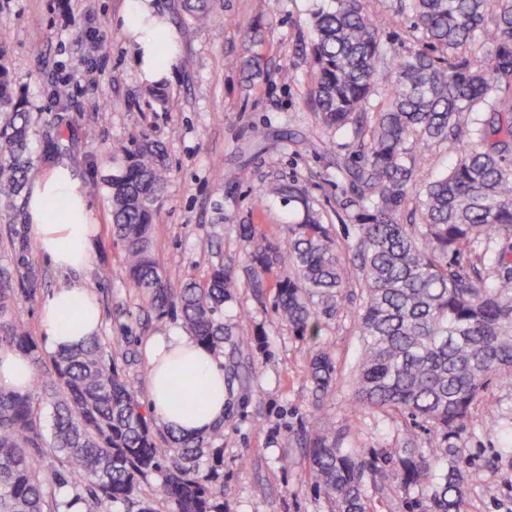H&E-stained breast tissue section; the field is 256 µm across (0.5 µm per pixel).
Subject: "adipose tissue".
Wrapping results in <instances>:
<instances>
[{
	"mask_svg": "<svg viewBox=\"0 0 512 512\" xmlns=\"http://www.w3.org/2000/svg\"><path fill=\"white\" fill-rule=\"evenodd\" d=\"M122 26L134 49L139 79L147 84L167 79L177 62L176 37L167 19L157 15L152 0H131ZM59 197L68 201V209L49 215L47 203ZM26 212L31 234L45 261L68 274L81 273L89 266L95 247L93 209L74 166L48 165L30 188ZM39 324L50 351L73 348L99 334V304L90 289L76 281L55 290L42 302ZM145 352L147 395L156 418L187 436L208 433L224 415L221 360L178 330L151 338ZM177 385L206 389L202 407L188 414L172 406L170 391Z\"/></svg>",
	"mask_w": 512,
	"mask_h": 512,
	"instance_id": "ef3b65f1",
	"label": "adipose tissue"
}]
</instances>
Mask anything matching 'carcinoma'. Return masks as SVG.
Returning <instances> with one entry per match:
<instances>
[{"label": "carcinoma", "instance_id": "1", "mask_svg": "<svg viewBox=\"0 0 512 512\" xmlns=\"http://www.w3.org/2000/svg\"><path fill=\"white\" fill-rule=\"evenodd\" d=\"M183 8L205 24L216 0H183ZM405 12L422 36L400 50L382 39L388 23L366 0H323L310 17L309 103L327 131L357 143L361 160L337 164L361 288L352 402L394 422L426 423L439 439L369 454L325 420L310 426L306 475L328 512H370L368 486L382 495L416 487L421 499L410 507L420 512H466L465 470L441 465L492 378L512 377V0H399L391 19ZM35 122L0 47V195L8 199L30 179ZM442 142L455 146L456 160L420 181V160ZM167 185L165 146L138 140L105 183L112 233L157 317L179 312L188 334L220 355L230 335L224 304L238 283L222 263L202 283L163 277L153 233ZM257 195L302 216L285 225L286 246L240 225L250 287L273 289L281 319L300 339L315 337L320 317L342 306L344 258L301 184L274 180ZM411 204L420 222L404 224ZM34 282L29 271L0 267V352L34 369L26 392L0 389V512H68L69 489L85 492L87 512H224V449L214 447L224 422L197 437L159 427L99 336L43 354L19 312L35 301ZM307 382L318 401L336 391L330 351L312 350ZM203 398L200 388L173 394L187 412Z\"/></svg>", "mask_w": 512, "mask_h": 512}]
</instances>
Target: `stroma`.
I'll return each instance as SVG.
<instances>
[{"instance_id":"obj_1","label":"stroma","mask_w":512,"mask_h":512,"mask_svg":"<svg viewBox=\"0 0 512 512\" xmlns=\"http://www.w3.org/2000/svg\"><path fill=\"white\" fill-rule=\"evenodd\" d=\"M180 3L153 0L178 43L160 104L146 94L131 64L121 28L128 0H0V45L8 51L17 94L39 119L32 134L34 169L65 158L89 183L116 169L133 140L147 135L165 143L171 181L158 205L154 238L162 275L173 283L201 281L221 263L233 268L238 282L224 305V321L232 327L223 357L225 512H326L296 442L318 414L352 428L349 444L366 452L383 444L424 447L436 436L352 409L347 382L360 346L352 319L358 288H347L344 309L322 317L317 338L308 342L281 322L272 290L259 294L249 286L240 225L280 238L290 212L277 200L258 202L256 191L268 181L298 179L338 244L355 237L336 179V161L352 152V141L329 137L308 104L310 69L302 47L311 37L308 19L316 0H219L204 27L192 24ZM228 14L236 25L225 24ZM74 19L82 35H74ZM255 54L264 77L249 82L227 65L229 58ZM61 83L69 90L63 100L54 94ZM90 200L97 235L85 279L100 303L101 336L113 357L135 356L127 374L142 395L145 345L180 329V318L172 312L156 319L143 302L125 273L123 246L112 237L106 192L91 193ZM30 236L25 197L1 203L0 266L36 273L37 299L20 313L37 337L41 301L69 277L40 257ZM20 237L26 249L18 248ZM257 333L261 341H237ZM315 347L335 354L340 382L319 405L305 379ZM511 427L512 379L492 380L461 433L456 458L466 470L468 512H512V483L501 479L512 462L500 455Z\"/></svg>"}]
</instances>
